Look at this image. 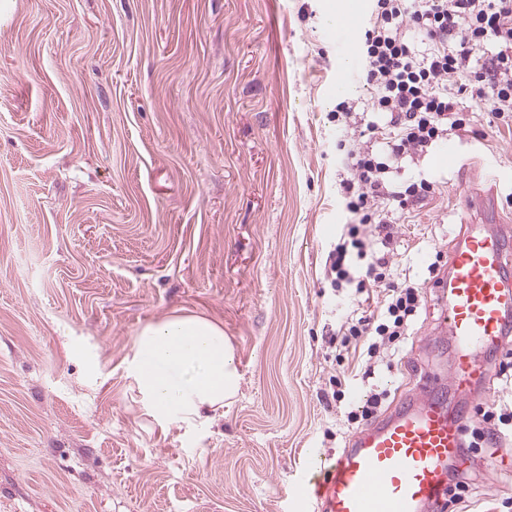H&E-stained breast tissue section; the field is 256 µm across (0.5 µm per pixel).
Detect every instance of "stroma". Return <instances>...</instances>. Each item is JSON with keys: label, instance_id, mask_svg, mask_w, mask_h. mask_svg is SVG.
Listing matches in <instances>:
<instances>
[{"label": "stroma", "instance_id": "obj_1", "mask_svg": "<svg viewBox=\"0 0 512 512\" xmlns=\"http://www.w3.org/2000/svg\"><path fill=\"white\" fill-rule=\"evenodd\" d=\"M337 9L371 2L0 0V512H288L307 449L339 453L371 391L386 411L449 372L437 271L487 198L512 227V130L468 98V131L399 162L434 186L389 227L425 303L401 365L326 401L357 362L336 360L357 301L326 276L354 220L336 144L363 146L374 96L336 85ZM179 310L223 326L241 382L211 420L162 429L127 361ZM511 442L466 449L475 484L443 512H512V469L487 464Z\"/></svg>", "mask_w": 512, "mask_h": 512}]
</instances>
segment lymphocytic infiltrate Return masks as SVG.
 Returning a JSON list of instances; mask_svg holds the SVG:
<instances>
[{
	"label": "lymphocytic infiltrate",
	"instance_id": "f902f5d3",
	"mask_svg": "<svg viewBox=\"0 0 512 512\" xmlns=\"http://www.w3.org/2000/svg\"><path fill=\"white\" fill-rule=\"evenodd\" d=\"M362 79L374 87L369 110L372 145L346 150L351 173L344 183L345 207L357 216L328 256L326 274L335 288L366 293L384 288L374 310L355 309L345 324V344L359 347L364 362L393 359L424 303L420 284H394L386 258L392 221L374 209L377 200L406 204L431 193L422 180L395 185L391 161L416 155L439 139L467 129L459 98L486 102L503 126L512 128V0H373L358 42ZM373 225L366 240L362 225ZM364 274L355 278L354 260Z\"/></svg>",
	"mask_w": 512,
	"mask_h": 512
}]
</instances>
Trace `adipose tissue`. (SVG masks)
Segmentation results:
<instances>
[{
  "instance_id": "adipose-tissue-1",
  "label": "adipose tissue",
  "mask_w": 512,
  "mask_h": 512,
  "mask_svg": "<svg viewBox=\"0 0 512 512\" xmlns=\"http://www.w3.org/2000/svg\"><path fill=\"white\" fill-rule=\"evenodd\" d=\"M128 375L160 427L195 426L238 390L234 348L217 322L177 312L137 332Z\"/></svg>"
}]
</instances>
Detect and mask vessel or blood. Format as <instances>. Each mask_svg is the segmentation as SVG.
<instances>
[{
  "instance_id": "b4317fda",
  "label": "vessel or blood",
  "mask_w": 512,
  "mask_h": 512,
  "mask_svg": "<svg viewBox=\"0 0 512 512\" xmlns=\"http://www.w3.org/2000/svg\"><path fill=\"white\" fill-rule=\"evenodd\" d=\"M495 221L490 203L482 223L463 225L437 279L454 344L447 383L405 395L358 428L338 454L308 450L289 512H438L448 466L462 456L467 419L440 390L447 385L462 398H480L494 373L483 354L497 350L512 329V232Z\"/></svg>"
}]
</instances>
